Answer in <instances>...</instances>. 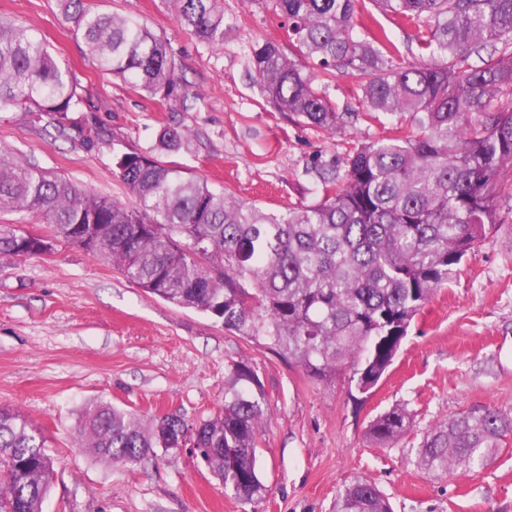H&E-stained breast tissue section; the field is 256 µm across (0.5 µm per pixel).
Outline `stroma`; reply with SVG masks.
<instances>
[{
    "label": "stroma",
    "mask_w": 512,
    "mask_h": 512,
    "mask_svg": "<svg viewBox=\"0 0 512 512\" xmlns=\"http://www.w3.org/2000/svg\"><path fill=\"white\" fill-rule=\"evenodd\" d=\"M86 2L163 37L196 95L188 109L171 111L161 96L100 74L58 0H0V14L37 29L93 92L92 122L112 135L87 146L36 115L0 112V146L95 194L131 202L112 174V141L147 149L174 124L191 133L174 160L210 185L273 212L313 204L323 198L315 165L344 172L354 148L407 120L363 117L361 91L342 73L325 81L343 114L336 135L265 102L247 53L258 40L288 44L271 0H223L218 49L183 30L168 0ZM357 21L384 26L402 61L416 62L413 26L370 5ZM500 218L475 258L412 322L390 371L368 395L356 390L352 370L312 380L220 320L146 293L81 247L60 242L47 255L0 258V406L24 414L51 449L56 478L43 512H334L338 494L361 478L378 485L393 512H512V436L467 474H429L418 455L425 433L462 410L482 406L512 416V201H502ZM240 357L252 363L265 392L262 500L226 495L205 463L185 451L160 448L121 466L80 447L76 423L100 400L144 422L166 414L191 424L214 417L224 404L225 367ZM397 405L409 411L410 426L393 444L377 446L368 427Z\"/></svg>",
    "instance_id": "1"
}]
</instances>
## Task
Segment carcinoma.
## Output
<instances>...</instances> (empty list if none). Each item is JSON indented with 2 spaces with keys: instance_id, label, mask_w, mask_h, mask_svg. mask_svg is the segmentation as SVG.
<instances>
[{
  "instance_id": "carcinoma-1",
  "label": "carcinoma",
  "mask_w": 512,
  "mask_h": 512,
  "mask_svg": "<svg viewBox=\"0 0 512 512\" xmlns=\"http://www.w3.org/2000/svg\"><path fill=\"white\" fill-rule=\"evenodd\" d=\"M365 0H272L294 52L257 41L248 61L266 102L329 134L342 113L321 80L339 69L356 80L367 114L409 115L407 129L354 149L345 173L317 171L323 199L268 212L187 174L157 153L190 138L163 127L149 149L112 152L114 175L133 204L99 196L0 147V212L34 211L60 242L118 266L149 294L210 314L224 329L264 345L323 380L351 367L360 393L377 386L411 322L499 223L512 199V0H370L417 26L427 61L405 64L386 28L366 32ZM200 43L224 44L217 0H169ZM98 69L150 96L185 102L189 90L167 43L146 25L59 0ZM479 62L472 61L473 54ZM301 56L321 74L306 72ZM48 118L90 141L91 93L48 50L41 34L0 16V111ZM43 242L0 224V258L41 255ZM266 420L254 367L230 359L224 406L196 426L166 415L146 426L104 401L89 404L75 436L93 456L136 465L185 438L224 487L246 503L265 497L257 469ZM410 425L406 407L374 419L369 437L389 446ZM512 435V416L472 407L429 429L424 468L466 473L491 460ZM55 478L45 437L24 415L0 407V512H42ZM336 512H392L366 479L347 485Z\"/></svg>"
}]
</instances>
